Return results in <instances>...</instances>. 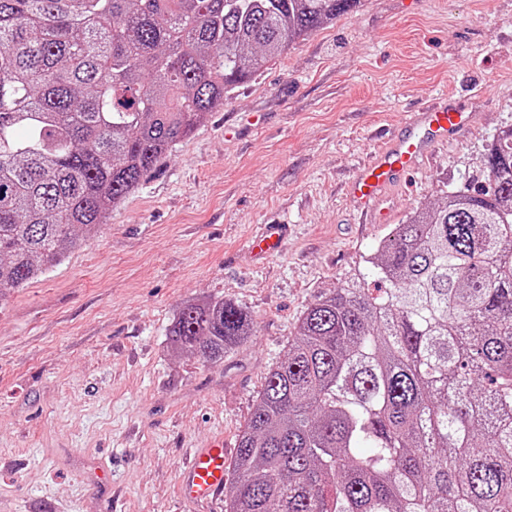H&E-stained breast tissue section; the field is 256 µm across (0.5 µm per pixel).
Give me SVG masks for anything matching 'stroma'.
I'll list each match as a JSON object with an SVG mask.
<instances>
[{
    "label": "stroma",
    "instance_id": "obj_1",
    "mask_svg": "<svg viewBox=\"0 0 512 512\" xmlns=\"http://www.w3.org/2000/svg\"><path fill=\"white\" fill-rule=\"evenodd\" d=\"M472 121L370 223L358 169L433 99ZM512 128V0H361L236 88L63 263L0 300V512H225L179 495L190 448L228 447L307 305ZM266 224L282 248L255 258ZM219 298L255 334L206 363L168 329Z\"/></svg>",
    "mask_w": 512,
    "mask_h": 512
}]
</instances>
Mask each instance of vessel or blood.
Wrapping results in <instances>:
<instances>
[{
  "mask_svg": "<svg viewBox=\"0 0 512 512\" xmlns=\"http://www.w3.org/2000/svg\"><path fill=\"white\" fill-rule=\"evenodd\" d=\"M469 122V112L457 101L413 113L408 121L410 134L389 141L375 154L370 165L358 172L352 184L353 197L361 204L373 205L387 188L415 170L435 145L453 141ZM284 236L283 225H267L265 236L253 243L252 248L262 255L274 252ZM227 461L228 451L223 441L194 449L182 473L181 498L198 503L217 496L226 481Z\"/></svg>",
  "mask_w": 512,
  "mask_h": 512,
  "instance_id": "b4317fda",
  "label": "vessel or blood"
}]
</instances>
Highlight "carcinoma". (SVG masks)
<instances>
[{
  "label": "carcinoma",
  "mask_w": 512,
  "mask_h": 512,
  "mask_svg": "<svg viewBox=\"0 0 512 512\" xmlns=\"http://www.w3.org/2000/svg\"><path fill=\"white\" fill-rule=\"evenodd\" d=\"M357 2L0 0V298ZM482 171L308 305L239 435L226 512H512V129ZM252 335L222 299L168 332L207 362Z\"/></svg>",
  "instance_id": "cac0c4a2"
}]
</instances>
